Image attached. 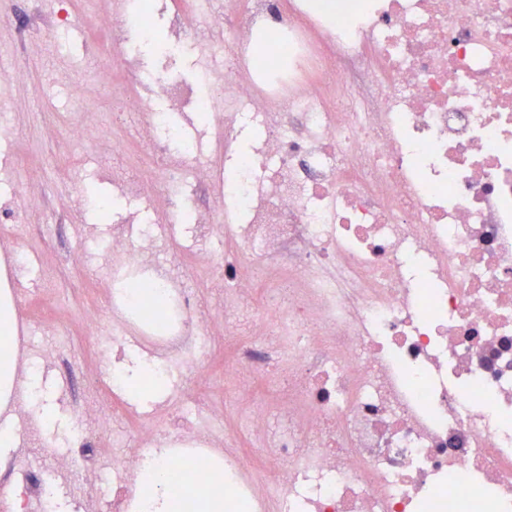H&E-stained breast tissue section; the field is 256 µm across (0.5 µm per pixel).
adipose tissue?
I'll return each mask as SVG.
<instances>
[{
    "label": "adipose tissue",
    "mask_w": 512,
    "mask_h": 512,
    "mask_svg": "<svg viewBox=\"0 0 512 512\" xmlns=\"http://www.w3.org/2000/svg\"><path fill=\"white\" fill-rule=\"evenodd\" d=\"M14 317L8 292H0V399L8 400L15 388L31 391L38 386V373L28 370L25 381L16 378L17 364L7 348L12 342ZM163 460L155 458L143 471L140 488L134 503L135 512H223L224 500L201 491L188 494L173 490L163 477Z\"/></svg>",
    "instance_id": "ef3b65f1"
}]
</instances>
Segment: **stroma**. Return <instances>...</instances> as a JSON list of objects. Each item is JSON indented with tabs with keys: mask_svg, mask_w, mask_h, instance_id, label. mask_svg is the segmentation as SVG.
Returning <instances> with one entry per match:
<instances>
[{
	"mask_svg": "<svg viewBox=\"0 0 512 512\" xmlns=\"http://www.w3.org/2000/svg\"><path fill=\"white\" fill-rule=\"evenodd\" d=\"M154 35L136 44L141 70L162 71L170 80L190 87L201 98L209 97L211 82L194 53L190 40H172L168 35L173 0H154ZM60 0H0V107L8 112L0 124V143L9 148L10 171L0 175V205L8 203L28 179V171L19 158L27 156L37 165L38 203L17 217L7 227L9 235L21 246L28 262L26 273L17 284L23 292L17 302L21 307L35 305L26 289L34 283L51 288L55 305L65 318L53 330V340L62 341L82 362L83 370L73 380L77 392L89 395L99 385L90 364L91 349L79 331V320L94 299V279L78 278L71 270L69 254L75 248L96 253L104 250L113 225L137 219L145 224L166 221L167 214L144 209L135 198L116 192L112 168L111 143L93 148L91 154H73L67 146L66 118L76 109L72 92L59 83L60 67L72 69L73 77L90 84L91 75L103 62L120 70L124 57L112 41L92 29V20L83 12L82 0H72L76 24L83 32L78 48H71L67 32L46 36L44 30L33 32L34 43L26 56H13L10 35L27 22L32 13L52 16ZM95 198L96 206L78 208L75 195ZM39 405H52L53 425L43 427L42 441L48 448H63L73 435L72 416L60 404L58 379L48 375L41 382ZM211 387L224 404V422L240 434L248 432V411L235 389L224 381V364L216 362Z\"/></svg>",
	"mask_w": 512,
	"mask_h": 512,
	"instance_id": "35a3bbf8",
	"label": "stroma"
}]
</instances>
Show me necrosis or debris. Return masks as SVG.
Masks as SVG:
<instances>
[{"label":"necrosis or debris","mask_w":512,"mask_h":512,"mask_svg":"<svg viewBox=\"0 0 512 512\" xmlns=\"http://www.w3.org/2000/svg\"><path fill=\"white\" fill-rule=\"evenodd\" d=\"M217 0L223 40L194 37L202 58L223 56L209 147L175 139L168 116L146 113L132 70L98 69L121 112L140 113L134 138L161 153L168 174L118 176L120 187L186 216L189 233L113 228L101 287L131 278L161 293L160 316L118 306L112 323L88 308L80 331L103 390L66 405L82 435L52 457L57 482L84 490L71 512H130L141 469L218 460L197 486L224 492V512H512V0ZM154 5L131 19L125 0L95 18L124 47L148 28ZM277 33L278 59L256 64L260 29ZM263 132L241 154L240 116ZM233 158L221 181L217 158ZM223 221H216V212ZM231 249L216 257L217 238ZM168 269L155 260L163 250ZM292 290L287 305L257 303L255 260ZM211 275L202 314L182 287L187 265ZM224 377L249 405L259 469L246 467L224 409L203 387L218 350ZM145 347L171 389L165 400L121 406V375ZM17 353L39 373L75 364L48 342ZM287 368V391L258 385ZM134 446L108 452L117 422ZM11 512L56 504L54 484L21 457Z\"/></svg>","instance_id":"necrosis-or-debris-1"}]
</instances>
